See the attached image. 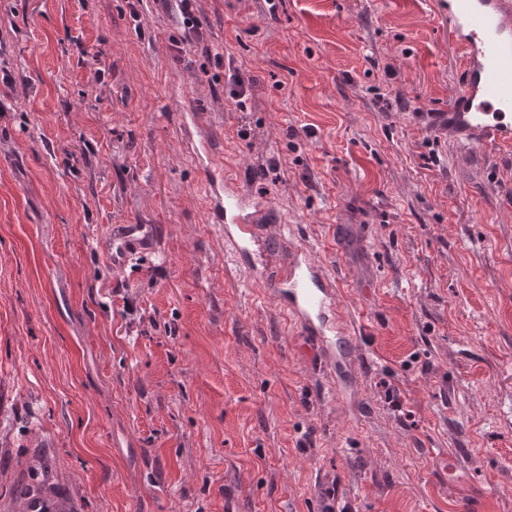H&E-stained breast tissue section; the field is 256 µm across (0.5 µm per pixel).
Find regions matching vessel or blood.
Returning <instances> with one entry per match:
<instances>
[{
    "label": "vessel or blood",
    "mask_w": 512,
    "mask_h": 512,
    "mask_svg": "<svg viewBox=\"0 0 512 512\" xmlns=\"http://www.w3.org/2000/svg\"><path fill=\"white\" fill-rule=\"evenodd\" d=\"M448 37L463 60V80L448 108V129L462 144L512 139V0H447ZM193 153L208 165L207 181L216 223L241 266L264 286L299 328L333 383H343L358 354L356 324L340 304V283L318 255L303 244L293 246L281 264L264 228L269 201L245 190L223 166L212 164V142L191 140ZM155 233L145 224L112 227L104 247L107 262L124 268L133 254L153 248Z\"/></svg>",
    "instance_id": "obj_1"
}]
</instances>
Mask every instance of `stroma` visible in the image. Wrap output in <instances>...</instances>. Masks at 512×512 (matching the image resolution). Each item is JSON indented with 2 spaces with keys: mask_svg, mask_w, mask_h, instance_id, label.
Instances as JSON below:
<instances>
[{
  "mask_svg": "<svg viewBox=\"0 0 512 512\" xmlns=\"http://www.w3.org/2000/svg\"><path fill=\"white\" fill-rule=\"evenodd\" d=\"M194 14L223 67L161 0H0V512L38 453L69 512H512V140L440 123L444 0ZM188 112L274 261L342 280L350 405L226 250ZM114 224L156 252L112 269Z\"/></svg>",
  "mask_w": 512,
  "mask_h": 512,
  "instance_id": "35a3bbf8",
  "label": "stroma"
}]
</instances>
